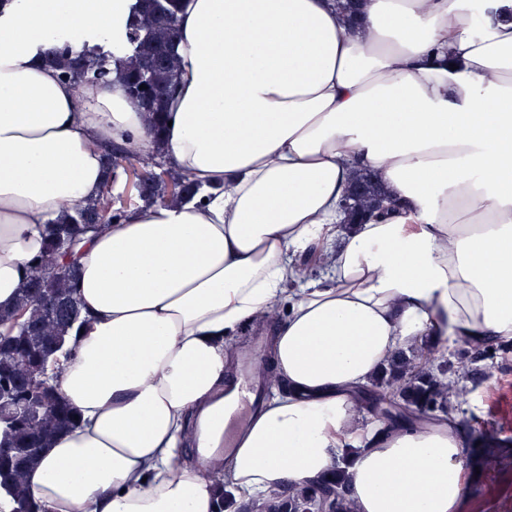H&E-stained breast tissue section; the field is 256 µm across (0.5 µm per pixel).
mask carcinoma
Returning a JSON list of instances; mask_svg holds the SVG:
<instances>
[{
  "mask_svg": "<svg viewBox=\"0 0 512 512\" xmlns=\"http://www.w3.org/2000/svg\"><path fill=\"white\" fill-rule=\"evenodd\" d=\"M141 14L129 31L131 54L122 63L120 81L124 93L147 113L155 139L165 127L166 97L174 90L179 62L171 51L177 25L179 0H139ZM62 80L80 85L98 79L107 67V55L99 48L77 51L66 40L54 52ZM137 153L135 144L114 145L105 150L106 164L116 167ZM354 186L361 188L356 199L360 210L371 207L379 187L367 174ZM196 184L169 168L161 169L151 181L137 189L144 202L193 199ZM65 217L47 228L41 258L30 268L13 311L0 314V325L11 331L0 334V487L11 498L12 512H41L30 495L29 477L42 453L62 431L76 425V412L61 396L56 380L48 375V363L61 352L69 332L81 319V305L73 288L77 269L69 245L88 229L124 217L112 210L109 197L65 206ZM441 366L429 350L399 351L391 368L375 380L372 399L405 407L423 420L430 412L448 414L459 409L457 392L439 378ZM17 405L35 408L37 415L18 418ZM355 512L348 496L344 470L336 468L331 478L295 492L276 494L263 504L246 503V512Z\"/></svg>",
  "mask_w": 512,
  "mask_h": 512,
  "instance_id": "obj_1",
  "label": "carcinoma"
}]
</instances>
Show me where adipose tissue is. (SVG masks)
Instances as JSON below:
<instances>
[{
    "label": "adipose tissue",
    "instance_id": "obj_1",
    "mask_svg": "<svg viewBox=\"0 0 512 512\" xmlns=\"http://www.w3.org/2000/svg\"><path fill=\"white\" fill-rule=\"evenodd\" d=\"M471 2L181 0L163 156L198 193L82 245L86 322L58 369L80 423L30 475L45 512H215L227 339L269 313L285 388L237 433L225 491L310 485L350 447L357 512H459L457 422L357 410L396 349L512 340V0ZM136 7L0 5V310L63 203L123 192L104 147L154 151L119 79L77 90L45 62L61 37L124 57ZM366 171L389 204L352 224L342 204ZM314 245L325 277L309 281Z\"/></svg>",
    "mask_w": 512,
    "mask_h": 512
}]
</instances>
